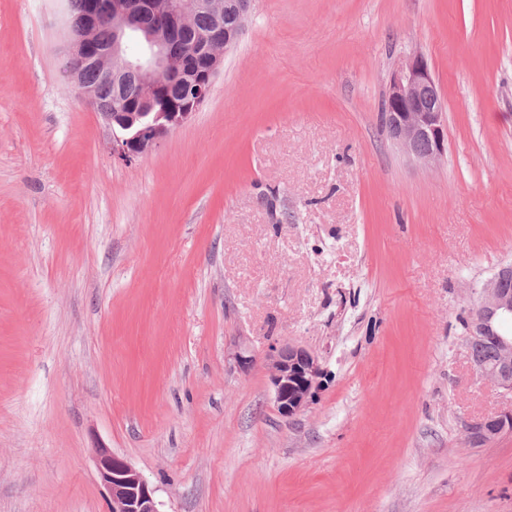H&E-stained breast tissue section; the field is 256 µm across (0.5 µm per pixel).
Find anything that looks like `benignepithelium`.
<instances>
[{"label":"benign epithelium","mask_w":512,"mask_h":512,"mask_svg":"<svg viewBox=\"0 0 512 512\" xmlns=\"http://www.w3.org/2000/svg\"><path fill=\"white\" fill-rule=\"evenodd\" d=\"M253 0H87L83 32L68 35L67 70L82 97L98 111L112 130V156L130 163L146 154L175 128L184 124L205 102L213 81L235 47L251 16ZM209 14L219 38L204 50V63L188 70L171 49L182 28L195 15ZM145 15L160 19L145 28ZM109 21L112 42L102 49L94 38L103 21ZM137 33L142 52L126 54L125 44ZM91 67L107 68L113 84L110 102L95 104L93 89L83 75ZM179 90L178 99L165 92ZM388 136L408 155L424 163L440 161L447 150V119L434 74L427 60L413 55L393 71L382 102ZM512 319V265L502 268L480 289L471 316L469 335L487 334V316ZM499 360L481 366V376L512 392V338L498 337ZM274 406L284 417L302 412L312 401L323 374L318 359L299 347L272 349L267 354ZM512 425L504 418L481 419L466 427L472 445L489 443ZM97 468L106 489L109 512H159L154 489L124 458L106 448L96 449Z\"/></svg>","instance_id":"7a95c632"}]
</instances>
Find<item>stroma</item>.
Returning <instances> with one entry per match:
<instances>
[{"mask_svg": "<svg viewBox=\"0 0 512 512\" xmlns=\"http://www.w3.org/2000/svg\"><path fill=\"white\" fill-rule=\"evenodd\" d=\"M67 0H0V512H108L98 446L160 512H512V414L460 318L512 264V0H255L201 109L112 156L65 73ZM423 55L426 165L388 137ZM252 353L323 376L293 417ZM388 136L424 163L440 161L447 150V119L434 74L419 54L393 71L382 102ZM510 421L506 423L503 417L474 421L466 427L467 440L472 445H483L504 433H512Z\"/></svg>", "mask_w": 512, "mask_h": 512, "instance_id": "35a3bbf8", "label": "stroma"}]
</instances>
